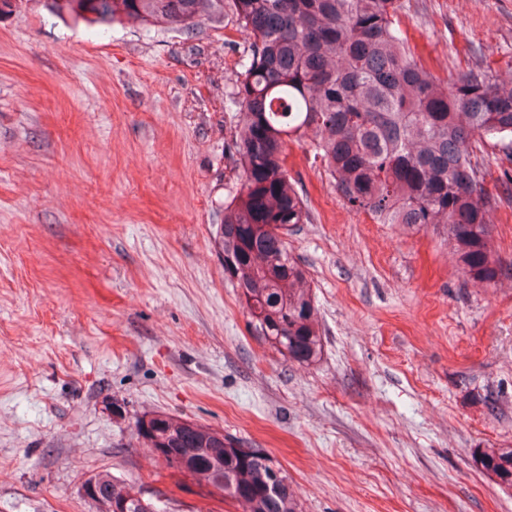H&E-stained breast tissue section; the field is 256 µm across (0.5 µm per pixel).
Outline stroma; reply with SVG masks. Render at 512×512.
<instances>
[{"instance_id":"stroma-1","label":"stroma","mask_w":512,"mask_h":512,"mask_svg":"<svg viewBox=\"0 0 512 512\" xmlns=\"http://www.w3.org/2000/svg\"><path fill=\"white\" fill-rule=\"evenodd\" d=\"M440 77L512 71V0H401ZM249 54L232 10L190 31L98 25L16 0L0 16V512H95L101 470L172 512H241L169 468L162 411L261 448L300 512H512L476 452L512 448V203L503 274L467 282L443 226L352 210L306 141L288 237L316 293L319 362L249 324L213 247L240 184L226 100Z\"/></svg>"}]
</instances>
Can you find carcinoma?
<instances>
[{"mask_svg": "<svg viewBox=\"0 0 512 512\" xmlns=\"http://www.w3.org/2000/svg\"><path fill=\"white\" fill-rule=\"evenodd\" d=\"M55 14H91L192 28L224 13V0H49ZM250 54L229 96L244 126L234 148L240 187L224 202L214 245L241 290L256 335L285 359L312 365L323 340L307 271L288 233L309 220L286 167L292 140L314 157L348 206L379 224H443L467 281L502 275L488 214L500 197L476 144L512 145V74L488 63L441 80L410 45L400 0H231ZM149 448H167L184 471L243 512H298L287 477L260 448L165 412L136 420ZM480 464L512 489V448H484ZM101 488L121 512H166L105 470Z\"/></svg>", "mask_w": 512, "mask_h": 512, "instance_id": "cac0c4a2", "label": "carcinoma"}]
</instances>
